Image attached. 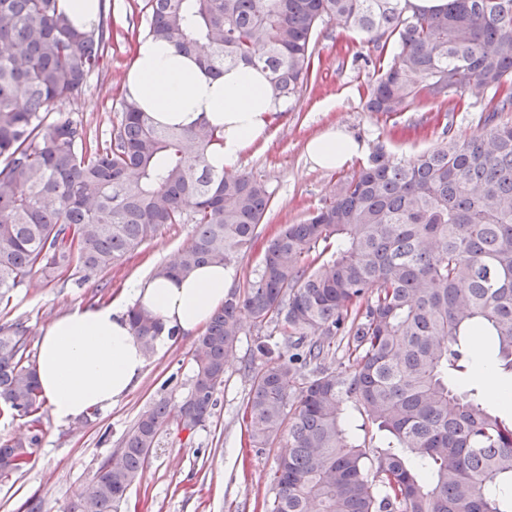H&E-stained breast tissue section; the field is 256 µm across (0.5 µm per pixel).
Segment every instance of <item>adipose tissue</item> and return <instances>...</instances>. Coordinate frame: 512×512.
I'll use <instances>...</instances> for the list:
<instances>
[{
	"mask_svg": "<svg viewBox=\"0 0 512 512\" xmlns=\"http://www.w3.org/2000/svg\"><path fill=\"white\" fill-rule=\"evenodd\" d=\"M125 87L142 111L161 123L189 127L204 120L223 131V144L207 157L219 171L234 169L286 109L285 100L273 95L260 71L233 66L214 78L195 58L150 36L137 41ZM365 148L344 129L333 127L305 146L311 163L328 170L343 166ZM235 279V267L221 263L173 277H135L119 300L75 307L42 326L38 384L54 420L66 424L91 410L112 406L138 385L147 357L131 330L129 308L164 324L167 333L157 340L163 346L170 336L201 333L222 308Z\"/></svg>",
	"mask_w": 512,
	"mask_h": 512,
	"instance_id": "ef3b65f1",
	"label": "adipose tissue"
}]
</instances>
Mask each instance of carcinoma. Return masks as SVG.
I'll return each mask as SVG.
<instances>
[{
	"mask_svg": "<svg viewBox=\"0 0 512 512\" xmlns=\"http://www.w3.org/2000/svg\"><path fill=\"white\" fill-rule=\"evenodd\" d=\"M58 0H0V304L34 273L83 280L112 268L166 224L194 233L172 276L234 264L270 202L250 174L207 164L223 134L205 121L163 126L131 98L110 139L83 122L48 121L99 69L107 20L74 29ZM149 35L214 74L243 65L290 99L313 75L317 27L334 19L378 52L366 107L392 116L420 95L445 101L491 92L478 136L401 160L378 148L337 194L269 241L194 343L191 388L176 409L160 398L139 416L87 489L94 512H118L171 421L193 431L212 415L226 358L250 312L263 335L250 368L251 447L277 444L265 512H512V392L489 407L451 383L471 355L464 337L493 336L496 369L512 377V0H148ZM336 242L320 260L319 248ZM146 355L164 326L131 308ZM283 340H276V336ZM27 331L0 326V403L28 418L25 439L0 441V473L40 447L43 401ZM356 408L367 428L350 429Z\"/></svg>",
	"mask_w": 512,
	"mask_h": 512,
	"instance_id": "obj_1",
	"label": "carcinoma"
}]
</instances>
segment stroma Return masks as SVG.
Instances as JSON below:
<instances>
[{"mask_svg": "<svg viewBox=\"0 0 512 512\" xmlns=\"http://www.w3.org/2000/svg\"><path fill=\"white\" fill-rule=\"evenodd\" d=\"M146 3L111 0L112 44L100 70L75 98L58 105L53 119L83 120L100 139L109 138L121 116V86L134 47L149 30ZM313 44L315 78L300 96L289 99L287 111L267 139L247 151L237 166L238 172L263 181L271 194L258 237L235 261L240 284L253 276L268 240L281 225L298 223L359 168L356 159L334 170L313 167L305 154L311 137L336 126L367 148L382 144L396 158L407 159L441 144L446 127H453L460 137L483 131L478 115L486 92H465L457 106L424 99L411 111L385 118L365 107L367 87L375 78L373 67L364 63L374 53L366 37L330 21L318 27ZM192 235V225H165L110 271L84 282L72 276L50 281L34 275L27 287L12 292L0 325L22 324L30 341H37L48 321L78 306L121 297L131 278L168 264ZM255 340L252 325H244L211 417L192 433L173 425L163 429L120 512H264L270 495L267 476L276 456L270 448H251L242 422L250 389L245 367L253 359ZM193 349V340L179 339L155 351L137 387L111 407L66 425L55 424L49 412H42V446L24 469L9 479L0 478V512H25L23 505L32 497L41 500L42 512H65L149 404L163 396L172 404L181 402L191 385Z\"/></svg>", "mask_w": 512, "mask_h": 512, "instance_id": "1", "label": "stroma"}]
</instances>
